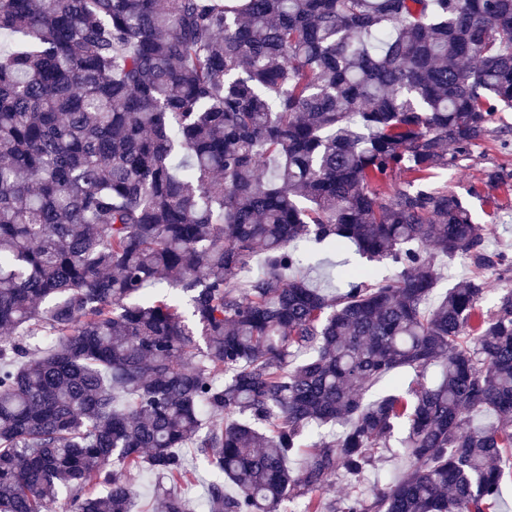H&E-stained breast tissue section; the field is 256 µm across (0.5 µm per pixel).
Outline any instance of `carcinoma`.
Returning a JSON list of instances; mask_svg holds the SVG:
<instances>
[{
  "instance_id": "obj_1",
  "label": "carcinoma",
  "mask_w": 512,
  "mask_h": 512,
  "mask_svg": "<svg viewBox=\"0 0 512 512\" xmlns=\"http://www.w3.org/2000/svg\"><path fill=\"white\" fill-rule=\"evenodd\" d=\"M1 32L0 512H130L134 470L193 512L186 448L206 512H499L512 289L434 295L512 258L428 178L512 108V0H0ZM303 239L401 272L330 296ZM404 368L436 377L364 399ZM462 256L465 257L464 261L461 260ZM472 269L471 260L467 255H458L454 259L448 260V262L440 268L437 293L441 294L453 285L465 280L471 275ZM448 272H450L449 275ZM185 455L187 457L188 467L194 470L196 474L195 485L189 491L188 495L189 497L196 499L204 494L206 486L212 480V474L207 463L203 459L194 456V454L189 450H185Z\"/></svg>"
}]
</instances>
